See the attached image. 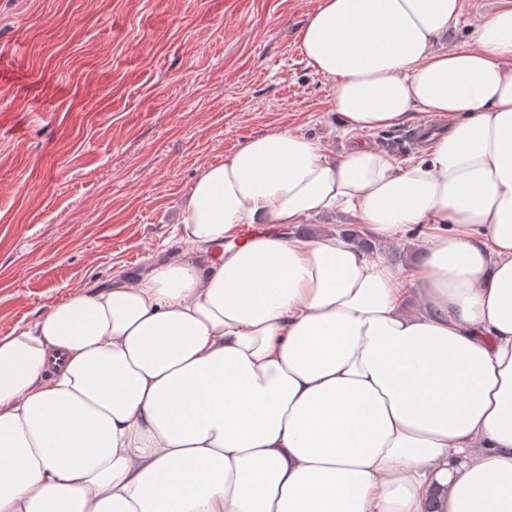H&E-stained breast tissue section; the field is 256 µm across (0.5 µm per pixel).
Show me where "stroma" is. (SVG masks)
Returning <instances> with one entry per match:
<instances>
[{"mask_svg": "<svg viewBox=\"0 0 512 512\" xmlns=\"http://www.w3.org/2000/svg\"><path fill=\"white\" fill-rule=\"evenodd\" d=\"M320 0H0V336L165 257L200 169L282 127L347 146L300 31ZM437 117L365 135L405 158Z\"/></svg>", "mask_w": 512, "mask_h": 512, "instance_id": "obj_1", "label": "stroma"}]
</instances>
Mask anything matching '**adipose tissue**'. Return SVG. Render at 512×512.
Here are the masks:
<instances>
[{
  "mask_svg": "<svg viewBox=\"0 0 512 512\" xmlns=\"http://www.w3.org/2000/svg\"><path fill=\"white\" fill-rule=\"evenodd\" d=\"M321 0L354 143L201 168L180 248L0 336V512H512V0ZM447 123L397 159L361 134ZM420 229L411 276L333 232ZM498 6L496 0H464V8L454 30L444 38L448 48L469 45L468 31L471 24L480 16L489 14ZM448 41V43H447Z\"/></svg>",
  "mask_w": 512,
  "mask_h": 512,
  "instance_id": "obj_1",
  "label": "adipose tissue"
}]
</instances>
